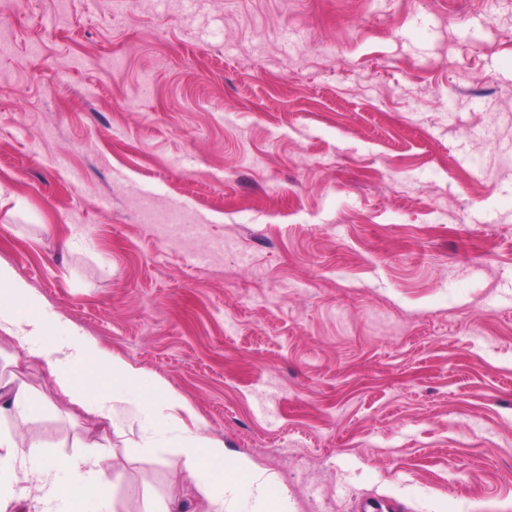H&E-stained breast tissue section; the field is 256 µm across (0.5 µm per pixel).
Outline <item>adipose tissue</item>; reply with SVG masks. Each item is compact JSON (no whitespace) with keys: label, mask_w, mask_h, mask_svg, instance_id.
Wrapping results in <instances>:
<instances>
[{"label":"adipose tissue","mask_w":512,"mask_h":512,"mask_svg":"<svg viewBox=\"0 0 512 512\" xmlns=\"http://www.w3.org/2000/svg\"><path fill=\"white\" fill-rule=\"evenodd\" d=\"M18 309L0 313V331L42 363L70 405L78 407L98 430L115 426L119 412L135 407L153 436L170 441L182 459V470L196 484L206 512H248L250 499L264 500L267 512H288L287 495L270 497L269 481L243 456L226 454L224 444L207 436L202 425L187 427L191 406L132 365L104 351L89 337L68 335L50 318L44 305L8 263L0 261V300ZM93 371H83L86 362ZM40 403L27 382L0 380V418L26 425ZM32 497L40 512H116L112 476L94 456L44 458L41 443L18 447L0 434V512L13 501Z\"/></svg>","instance_id":"1"}]
</instances>
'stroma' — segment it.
<instances>
[{
    "label": "stroma",
    "instance_id": "obj_1",
    "mask_svg": "<svg viewBox=\"0 0 512 512\" xmlns=\"http://www.w3.org/2000/svg\"><path fill=\"white\" fill-rule=\"evenodd\" d=\"M0 260L291 512H512V0H18ZM18 434L96 432L42 368ZM118 512H202L133 412Z\"/></svg>",
    "mask_w": 512,
    "mask_h": 512
}]
</instances>
